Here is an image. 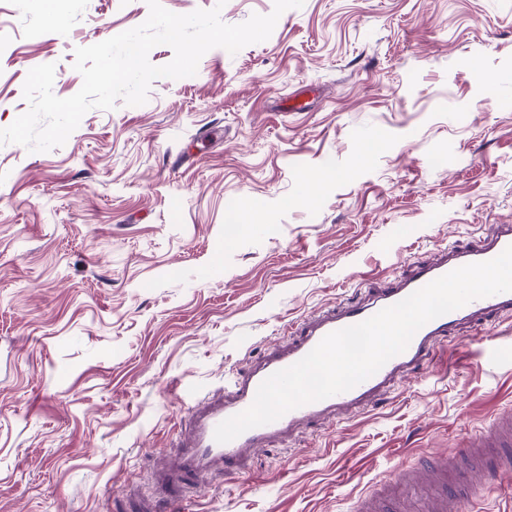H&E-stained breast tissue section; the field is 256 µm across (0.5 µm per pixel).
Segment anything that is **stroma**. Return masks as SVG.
I'll return each mask as SVG.
<instances>
[{
	"label": "stroma",
	"mask_w": 512,
	"mask_h": 512,
	"mask_svg": "<svg viewBox=\"0 0 512 512\" xmlns=\"http://www.w3.org/2000/svg\"><path fill=\"white\" fill-rule=\"evenodd\" d=\"M227 24L273 0H161ZM146 0H0V129L33 67ZM512 224V0H305L271 36L90 109L47 152L0 145V512L149 494L196 394L290 325ZM512 409V315L465 324L381 402L254 451L172 512H355ZM468 512H512V475Z\"/></svg>",
	"instance_id": "stroma-1"
}]
</instances>
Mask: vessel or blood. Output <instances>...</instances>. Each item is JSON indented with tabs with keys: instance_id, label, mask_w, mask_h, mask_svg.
I'll return each instance as SVG.
<instances>
[{
	"instance_id": "obj_1",
	"label": "vessel or blood",
	"mask_w": 512,
	"mask_h": 512,
	"mask_svg": "<svg viewBox=\"0 0 512 512\" xmlns=\"http://www.w3.org/2000/svg\"><path fill=\"white\" fill-rule=\"evenodd\" d=\"M511 245L512 224L492 225L490 232L478 242L466 247L449 245L436 258L414 265L397 276L393 283L383 287L366 286L355 296L304 319L290 330L287 343L270 345L247 369L225 377L223 387L196 398L175 448L155 472L153 496L134 497L135 512H161L164 505L186 500L205 477L248 469L252 452L271 441L288 440L298 428L341 412L364 410L396 379L420 369L460 325L488 323L511 314L512 292L472 300L425 324L402 353L354 388L295 408L272 423L245 431L230 442L220 443L214 438L219 423L251 406L259 385L266 378L301 360L329 333L371 318L456 268L492 260ZM481 438L483 447L458 450L459 455L471 459L470 468L455 467L439 455L425 469L426 478L435 486L432 502L406 508L395 483L390 482L376 494L360 500L358 512H448L449 506H465L463 491L474 479L486 480L512 469V418L493 419Z\"/></svg>"
}]
</instances>
